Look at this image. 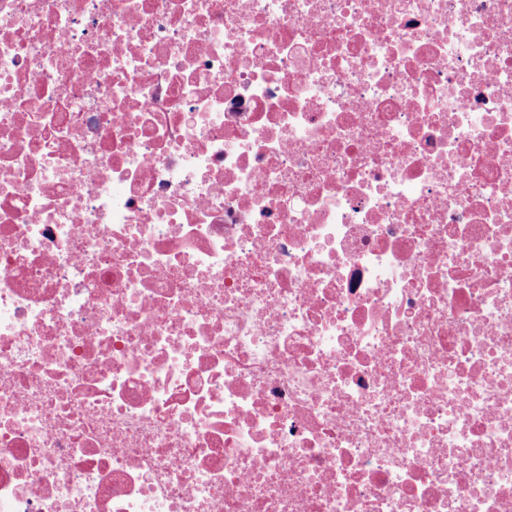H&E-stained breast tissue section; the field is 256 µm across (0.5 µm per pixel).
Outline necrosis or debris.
I'll list each match as a JSON object with an SVG mask.
<instances>
[{"instance_id": "4bbe7bcc", "label": "necrosis or debris", "mask_w": 512, "mask_h": 512, "mask_svg": "<svg viewBox=\"0 0 512 512\" xmlns=\"http://www.w3.org/2000/svg\"><path fill=\"white\" fill-rule=\"evenodd\" d=\"M0 512H512V0H0Z\"/></svg>"}]
</instances>
